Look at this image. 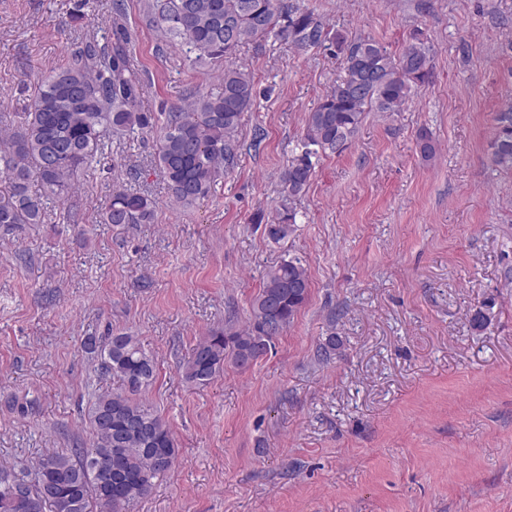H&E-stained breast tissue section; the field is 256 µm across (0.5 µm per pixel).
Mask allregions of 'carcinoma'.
Returning <instances> with one entry per match:
<instances>
[{"instance_id": "obj_1", "label": "carcinoma", "mask_w": 512, "mask_h": 512, "mask_svg": "<svg viewBox=\"0 0 512 512\" xmlns=\"http://www.w3.org/2000/svg\"><path fill=\"white\" fill-rule=\"evenodd\" d=\"M150 23L166 41L195 53V61H226L217 92H196L186 106L156 116L140 109L145 81L129 52L131 32L122 0H114L110 39L77 35L66 64L46 75L21 127L0 135V226L41 224L45 200L68 197L75 174L104 155L106 135L156 133L155 160L174 201L191 206L206 198L238 164V134L256 96L250 73L227 64L239 47L270 37L299 50L326 47L342 58L343 75L307 114L300 148L281 174L282 203L265 222L278 242L297 224L295 197L309 186L316 163L341 154L368 112H399L429 83L431 48L414 33L398 54L380 43L331 33L313 13L286 0H152ZM492 162L512 172V103L495 114ZM39 190H31L32 183ZM155 199L118 189L103 212L106 224H152ZM310 283L296 259L268 270L251 302L248 329L228 326L199 341L181 367L185 382L205 386L228 363L244 370L266 356L277 336L306 304ZM101 369L122 382L101 394L90 414L93 445L39 461L28 479L0 469V512H127L146 497L153 479L178 461L169 425L140 400L156 364L128 332L84 343Z\"/></svg>"}]
</instances>
